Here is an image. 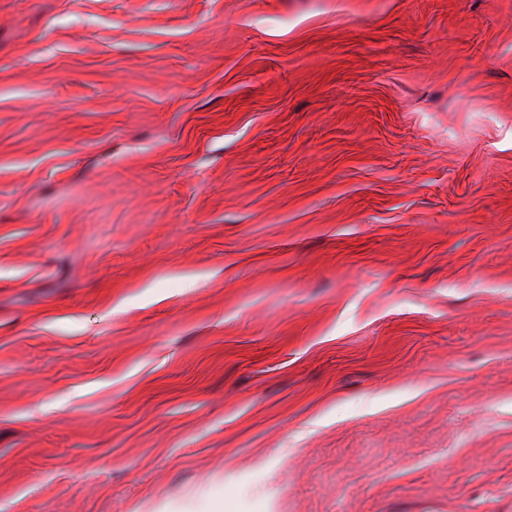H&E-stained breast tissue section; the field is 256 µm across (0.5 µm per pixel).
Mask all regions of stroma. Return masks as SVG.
<instances>
[{
	"instance_id": "stroma-1",
	"label": "stroma",
	"mask_w": 512,
	"mask_h": 512,
	"mask_svg": "<svg viewBox=\"0 0 512 512\" xmlns=\"http://www.w3.org/2000/svg\"><path fill=\"white\" fill-rule=\"evenodd\" d=\"M512 512V0H0V512Z\"/></svg>"
}]
</instances>
